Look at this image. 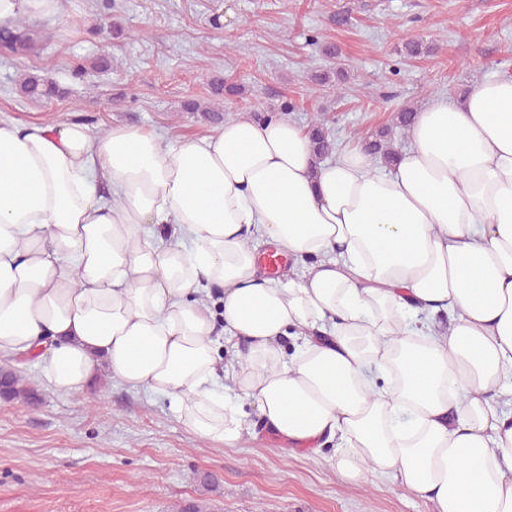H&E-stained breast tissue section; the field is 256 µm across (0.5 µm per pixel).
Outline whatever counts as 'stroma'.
<instances>
[{
	"instance_id": "1",
	"label": "stroma",
	"mask_w": 512,
	"mask_h": 512,
	"mask_svg": "<svg viewBox=\"0 0 512 512\" xmlns=\"http://www.w3.org/2000/svg\"><path fill=\"white\" fill-rule=\"evenodd\" d=\"M65 17L33 19L35 53L0 51V120L77 121L92 133L115 124L171 137L220 127L207 109L214 82L243 95L226 115L295 106L300 126L326 113L337 142L366 139L405 106L459 97L512 74V0H64ZM345 24H336V16ZM417 38L428 52L402 51ZM334 55H326V48ZM112 67L90 76L98 56ZM346 69L341 88L312 85L317 70ZM45 73L60 96L18 91ZM201 104L198 112L186 103ZM38 385L30 409L0 399V512H434L381 477L350 485L328 466L335 442L311 457L282 450L249 415L251 436L213 448L190 435L160 396L104 378L84 393Z\"/></svg>"
}]
</instances>
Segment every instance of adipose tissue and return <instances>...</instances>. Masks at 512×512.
<instances>
[{"mask_svg":"<svg viewBox=\"0 0 512 512\" xmlns=\"http://www.w3.org/2000/svg\"><path fill=\"white\" fill-rule=\"evenodd\" d=\"M406 134L378 166L355 140L316 160L281 111L172 138L0 121V355L64 393L106 367L210 444L251 406L290 450L338 440L345 482L512 512L490 397L512 376V76L433 97ZM271 248L314 262L273 278Z\"/></svg>","mask_w":512,"mask_h":512,"instance_id":"obj_1","label":"adipose tissue"}]
</instances>
